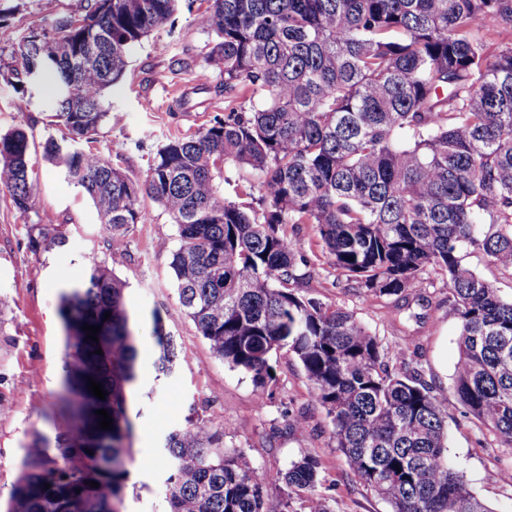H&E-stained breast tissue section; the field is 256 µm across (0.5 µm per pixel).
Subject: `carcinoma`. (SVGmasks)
I'll use <instances>...</instances> for the list:
<instances>
[{"label":"carcinoma","mask_w":512,"mask_h":512,"mask_svg":"<svg viewBox=\"0 0 512 512\" xmlns=\"http://www.w3.org/2000/svg\"><path fill=\"white\" fill-rule=\"evenodd\" d=\"M177 2L87 0L7 41L11 75L56 78L50 125L62 135L44 137L42 158L90 198L114 243L139 223L140 198L163 207L177 232L179 303L213 356L263 395L272 357L293 355L356 482L392 512H493L449 464L448 414L405 350L346 307L297 293L317 268L292 236L312 225L336 278L376 299L442 282L460 330L454 392L512 448V297L469 264L480 255L512 279V0H204L224 117L168 139L134 182L80 144L109 118L103 93L133 47ZM33 144L24 129L0 134V187L22 214L40 193ZM228 165L251 169L250 203L221 193ZM65 244L53 225H29L30 252ZM124 290L94 260L60 294L55 437L26 449L7 512H123L141 348ZM86 324L101 327L98 340ZM153 338L154 370L168 376L177 346L157 315ZM99 409L113 429L98 427ZM227 429L192 423L167 435V512H289L300 491L307 512H330L315 454L270 474L224 445Z\"/></svg>","instance_id":"cac0c4a2"}]
</instances>
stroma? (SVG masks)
I'll return each instance as SVG.
<instances>
[{"mask_svg":"<svg viewBox=\"0 0 512 512\" xmlns=\"http://www.w3.org/2000/svg\"><path fill=\"white\" fill-rule=\"evenodd\" d=\"M82 4L0 0V15L12 37L20 39L45 20L77 12ZM211 41L204 4L180 0L173 25L153 31L132 49L124 78L105 94L112 115L95 139L83 143V150L111 161L140 183L160 144L223 117L224 98L214 91L218 71L207 61ZM13 66L9 53H0V133L22 124L42 135L54 110L55 80L43 75L30 105L21 111L17 101L22 91L6 80ZM38 174L41 193L34 213L21 214L8 192L0 190V512H6L27 445L39 435L55 436L45 415L64 374L59 295L83 280L93 260L106 262L125 282V300L147 351L129 412L133 461L124 512H165V438L197 420L231 422L234 429L224 437L226 447L245 450L268 472L286 469L303 453L316 454L321 483L333 488L332 512H390L386 502L352 477L330 441L326 413L292 355H274L276 381L262 395L249 377L212 356L178 302L170 268L176 228L157 202L141 199L139 224L124 242L111 247L91 200L47 162H40ZM46 218L67 244L36 255L26 247L27 226ZM294 243L317 265L301 295L355 312L388 344H409L410 367L432 385L448 412L449 460L493 512H512V485L490 478L500 470L512 471V449L497 447L466 414L452 389L459 327L448 316L447 288L438 282L403 299H375L337 283L311 225H303ZM157 315L179 350L173 373L160 380L148 354ZM297 413L304 418L303 426L286 431L288 415Z\"/></svg>","mask_w":512,"mask_h":512,"instance_id":"1","label":"stroma"}]
</instances>
